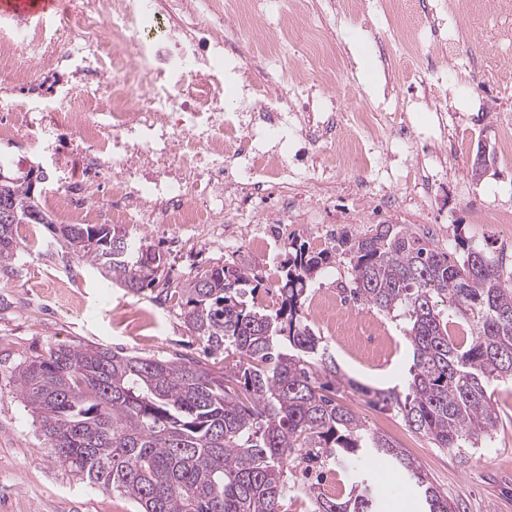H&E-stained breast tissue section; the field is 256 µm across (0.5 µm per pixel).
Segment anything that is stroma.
Wrapping results in <instances>:
<instances>
[{
    "instance_id": "obj_1",
    "label": "stroma",
    "mask_w": 512,
    "mask_h": 512,
    "mask_svg": "<svg viewBox=\"0 0 512 512\" xmlns=\"http://www.w3.org/2000/svg\"><path fill=\"white\" fill-rule=\"evenodd\" d=\"M447 2L449 13L460 21V49L478 65L444 73L448 109L457 115L449 129L455 149L448 156L447 181L416 191L428 220L410 223L402 209L391 216L362 212L354 196L340 187L330 207L313 211L315 221L329 227V242L344 232L356 234L381 223L406 230L454 257L462 254L457 246L462 238L497 255L512 238V224L491 218L481 224L473 221L477 210L512 208V155H496L493 170L482 179L471 173L478 143L486 139L498 144L502 121L512 117V74L488 64L494 48L512 46V21L478 9L472 0ZM352 42L363 46L369 68L349 64L347 76L362 96L375 98L387 86V73L374 38L362 31H337V52L347 53ZM122 231L162 255L159 283L181 282L216 263L245 261L259 281L257 300L265 305L276 299L278 270L289 243L298 240L312 246L317 236L316 229L292 224L271 248L253 252L247 248L248 230L241 224L225 225L223 240L201 236L179 248L154 227L135 230L126 225ZM18 234L17 256L7 271L0 272V512H136L126 497L90 488L85 479L55 461L34 414L16 392V366L60 344H92L147 358L180 354L204 361L216 372L223 371L224 356L205 355L201 340L184 323L179 299L156 301L157 286L136 295L102 287L99 274L73 259L42 225H20ZM349 308L377 325L385 348L381 356H367L314 323L343 372L375 388L401 383L412 363L402 321L354 302ZM491 393L497 424L482 448L467 452L436 447L411 432L395 412L373 408L349 392H340L337 399L368 429L395 440L416 458L456 512H512V381L495 383ZM323 473L343 495L357 484H371L379 512H423L405 474L382 458L365 456L328 469L300 461L288 467L289 478L300 482Z\"/></svg>"
}]
</instances>
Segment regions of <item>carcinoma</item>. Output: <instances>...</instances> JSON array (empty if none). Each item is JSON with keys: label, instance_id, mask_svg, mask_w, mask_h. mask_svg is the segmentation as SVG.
<instances>
[{"label": "carcinoma", "instance_id": "cac0c4a2", "mask_svg": "<svg viewBox=\"0 0 512 512\" xmlns=\"http://www.w3.org/2000/svg\"><path fill=\"white\" fill-rule=\"evenodd\" d=\"M0 266L20 246V224H45L103 285L137 294L153 285L161 255L110 224L45 222L41 193L26 177L0 188ZM461 259L380 224L313 253L290 243L278 302L255 304L244 262L214 265L176 286L184 321L211 354L232 362L215 373L199 360L142 358L100 346L59 345L18 366L16 390L36 415L47 447L93 488L130 499L137 512H281L289 494L313 512H375L363 486L346 499L290 482L288 462L340 465L370 449L407 475L425 512H453L420 464L369 431L336 390L392 410L438 448H479L498 414L490 387L512 379V271L463 242ZM342 253L351 298L404 321L413 364L403 388L366 386L342 371L307 322L310 285ZM456 318L461 334L448 331Z\"/></svg>", "mask_w": 512, "mask_h": 512}]
</instances>
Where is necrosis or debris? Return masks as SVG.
Instances as JSON below:
<instances>
[{"mask_svg": "<svg viewBox=\"0 0 512 512\" xmlns=\"http://www.w3.org/2000/svg\"><path fill=\"white\" fill-rule=\"evenodd\" d=\"M397 0H317L305 28L284 25L275 0H59L52 18L0 13V146L39 155L46 198L65 217L174 232L252 229L264 249L275 224H304L300 189L335 188L337 167L375 165L363 196L393 205L401 171L384 155L415 149L419 133L397 113L408 101L384 92L348 117L334 96L309 94L311 72L335 81L338 19L364 11L387 21L400 57L418 56L422 105L436 131L452 117L433 100L444 66H460L458 23L417 0L424 24L396 19ZM247 39L248 56L227 52ZM275 69L250 83L257 60ZM325 143L338 166L299 167L292 157Z\"/></svg>", "mask_w": 512, "mask_h": 512, "instance_id": "1", "label": "necrosis or debris"}]
</instances>
